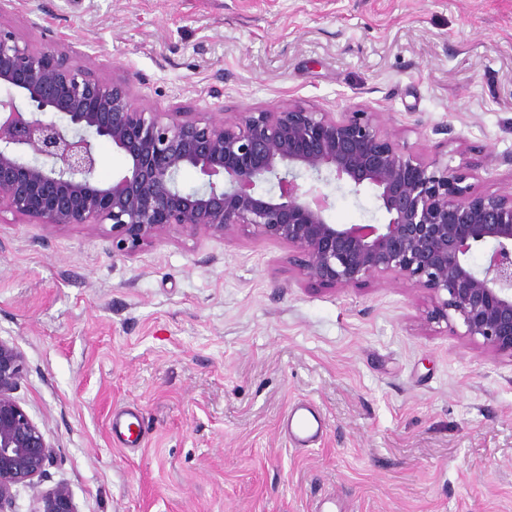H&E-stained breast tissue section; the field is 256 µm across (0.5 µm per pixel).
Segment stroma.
<instances>
[{
    "mask_svg": "<svg viewBox=\"0 0 512 512\" xmlns=\"http://www.w3.org/2000/svg\"><path fill=\"white\" fill-rule=\"evenodd\" d=\"M156 112H378L411 152L512 190V0H0ZM334 224H382L328 186ZM287 244L175 233L133 255L109 225L0 212V340L55 455L12 512L67 486L76 512H512V356L429 322L396 278L311 284ZM325 419L309 448L282 421ZM139 409L141 448L108 432ZM285 433L299 446L314 443L323 431L319 413L309 404H295L284 419Z\"/></svg>",
    "mask_w": 512,
    "mask_h": 512,
    "instance_id": "stroma-1",
    "label": "stroma"
}]
</instances>
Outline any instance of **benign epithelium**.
Listing matches in <instances>:
<instances>
[{
  "mask_svg": "<svg viewBox=\"0 0 512 512\" xmlns=\"http://www.w3.org/2000/svg\"><path fill=\"white\" fill-rule=\"evenodd\" d=\"M0 211L37 224L111 225L112 249L132 255L173 233L241 231L292 249L309 282L347 289L392 275L424 290L428 320L458 321L492 354L512 356V191L466 183L467 164L401 146L379 112H333L295 104L202 117L152 112L128 83H107L52 45L32 48L0 24ZM60 115V120L44 114ZM126 158L110 182L96 177V140ZM44 158L33 164L27 154ZM195 169L200 186L178 177ZM308 176V186L299 182ZM375 190L384 224H332L323 188ZM490 246L474 269V249ZM20 355L0 340V512L13 487L34 485L53 446L15 397ZM37 512H75L67 487L37 493Z\"/></svg>",
  "mask_w": 512,
  "mask_h": 512,
  "instance_id": "1",
  "label": "benign epithelium"
}]
</instances>
